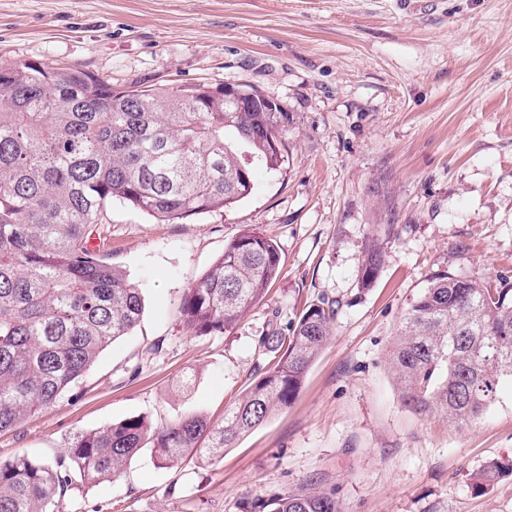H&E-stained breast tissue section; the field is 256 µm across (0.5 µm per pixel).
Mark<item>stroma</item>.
Instances as JSON below:
<instances>
[{
	"mask_svg": "<svg viewBox=\"0 0 512 512\" xmlns=\"http://www.w3.org/2000/svg\"><path fill=\"white\" fill-rule=\"evenodd\" d=\"M36 60L139 89L251 85L291 121L279 171L232 208L165 223L113 203L104 252L142 291L131 334L74 395L0 433V459L50 457L131 416L221 419L265 364L256 338L338 301L333 333L288 408L222 458L160 468L149 451L79 486L59 512H256L330 493L340 512H512V380L473 424L408 411L389 369L396 330L441 269L512 283V0H0V66ZM387 174L396 228L374 213ZM251 228L278 243L266 297L223 334L193 336L187 288ZM381 275L358 284L368 238ZM509 476L512 477V460H493L475 476L474 487L476 490H482Z\"/></svg>",
	"mask_w": 512,
	"mask_h": 512,
	"instance_id": "obj_1",
	"label": "stroma"
}]
</instances>
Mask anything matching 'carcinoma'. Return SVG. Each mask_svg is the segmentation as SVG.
I'll use <instances>...</instances> for the list:
<instances>
[{"instance_id": "obj_1", "label": "carcinoma", "mask_w": 512, "mask_h": 512, "mask_svg": "<svg viewBox=\"0 0 512 512\" xmlns=\"http://www.w3.org/2000/svg\"><path fill=\"white\" fill-rule=\"evenodd\" d=\"M241 110L224 88L177 85L125 90L80 68L42 62L0 67V432L19 427L72 392L101 352L129 334L143 298L108 263L99 225L118 201L175 222L221 211L250 196L253 170L284 161L280 106L250 86ZM250 182L240 179L246 157ZM370 193L395 223L387 174ZM276 242L247 228L181 300L195 336L237 324L280 274ZM384 265L376 238L363 251L359 284L371 288ZM337 305L320 298L289 325H269L257 344L267 357L224 417H180L162 426L133 416L73 433L50 458L0 459V512H56L81 484L112 480L141 449L168 468L211 461L296 398L331 335ZM401 403L458 426L475 422L512 378V288L437 271L405 313L390 354ZM512 477V460L488 462L482 490ZM269 512H339L329 494L273 499Z\"/></svg>"}]
</instances>
